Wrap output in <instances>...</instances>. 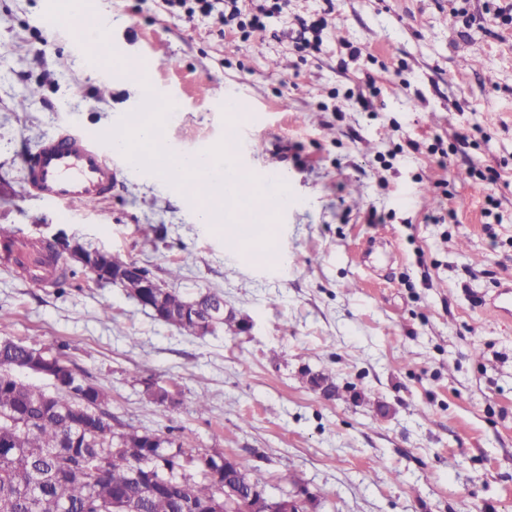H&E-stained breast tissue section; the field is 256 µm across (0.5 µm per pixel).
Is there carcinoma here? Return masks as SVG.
I'll use <instances>...</instances> for the list:
<instances>
[{"label":"carcinoma","instance_id":"cac0c4a2","mask_svg":"<svg viewBox=\"0 0 512 512\" xmlns=\"http://www.w3.org/2000/svg\"><path fill=\"white\" fill-rule=\"evenodd\" d=\"M191 303L170 291L164 307L168 316H178L171 326L196 336L197 322L182 318ZM66 349L65 343L52 350L0 339V512H114V500L123 496L135 502L136 512H182L174 496L145 494L132 483V472L160 451L195 500L210 498L224 484V468L212 456L180 471L187 450L170 438L160 450L148 448V433L133 430L122 433L124 447H114L107 394L80 375L49 394L15 373L35 358L43 366L49 359L65 361Z\"/></svg>","mask_w":512,"mask_h":512}]
</instances>
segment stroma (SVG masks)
<instances>
[{
  "label": "stroma",
  "instance_id": "obj_1",
  "mask_svg": "<svg viewBox=\"0 0 512 512\" xmlns=\"http://www.w3.org/2000/svg\"><path fill=\"white\" fill-rule=\"evenodd\" d=\"M98 3L113 44L178 105L172 151L223 141L231 115L209 82L258 114L240 160L285 174L275 255L231 249L120 157L97 210L25 193V154L64 126L111 130L137 88L115 75L100 89L46 0H0V225L64 230L189 298L221 293L241 323L189 336L90 273L61 294L0 266V338L68 343L113 426L233 456L274 496L298 474L317 512H512V318L488 310L512 279V24L489 22L488 0H467V25L450 0H290L246 37L161 0ZM322 17L320 51H296L291 32ZM149 382L175 404L151 402Z\"/></svg>",
  "mask_w": 512,
  "mask_h": 512
}]
</instances>
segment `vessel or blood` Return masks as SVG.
<instances>
[{
    "label": "vessel or blood",
    "mask_w": 512,
    "mask_h": 512,
    "mask_svg": "<svg viewBox=\"0 0 512 512\" xmlns=\"http://www.w3.org/2000/svg\"><path fill=\"white\" fill-rule=\"evenodd\" d=\"M69 13L78 28L89 21L107 24L95 0H72ZM117 176L111 145L81 128L67 127L44 137L35 156L26 161L23 188L69 212L94 209L111 198ZM0 263L41 286L52 283L59 265L44 243L20 240L15 233L0 237Z\"/></svg>",
    "instance_id": "obj_1"
}]
</instances>
